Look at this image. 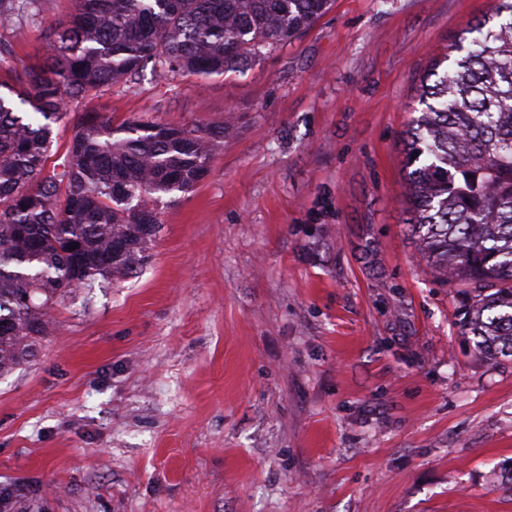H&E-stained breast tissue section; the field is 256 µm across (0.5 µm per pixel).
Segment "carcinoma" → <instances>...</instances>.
I'll return each mask as SVG.
<instances>
[{"instance_id": "obj_1", "label": "carcinoma", "mask_w": 512, "mask_h": 512, "mask_svg": "<svg viewBox=\"0 0 512 512\" xmlns=\"http://www.w3.org/2000/svg\"><path fill=\"white\" fill-rule=\"evenodd\" d=\"M42 67L0 81V375L28 362L48 314L77 291L124 280L149 257L165 195L209 172L235 117L188 128L85 111L63 163L46 169L52 125L91 93L145 72L207 80L308 30L334 0H73ZM43 0H0L20 27ZM459 56L443 72L451 53ZM401 136L408 223L443 280L468 285L460 334L512 357V0L463 30L418 88Z\"/></svg>"}]
</instances>
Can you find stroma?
Wrapping results in <instances>:
<instances>
[{
    "mask_svg": "<svg viewBox=\"0 0 512 512\" xmlns=\"http://www.w3.org/2000/svg\"><path fill=\"white\" fill-rule=\"evenodd\" d=\"M491 0H335L206 82L113 85L114 123L237 119L138 272L0 376V512H512V360L406 224L400 135ZM71 0L0 27L42 66Z\"/></svg>",
    "mask_w": 512,
    "mask_h": 512,
    "instance_id": "stroma-1",
    "label": "stroma"
}]
</instances>
